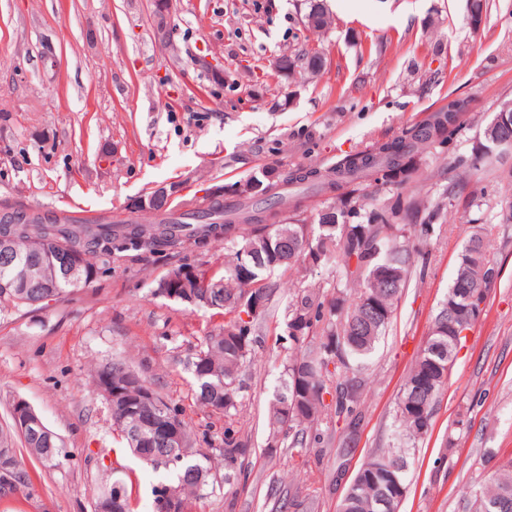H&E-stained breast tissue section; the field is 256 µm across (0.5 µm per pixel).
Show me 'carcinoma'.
Here are the masks:
<instances>
[{"label": "carcinoma", "mask_w": 512, "mask_h": 512, "mask_svg": "<svg viewBox=\"0 0 512 512\" xmlns=\"http://www.w3.org/2000/svg\"><path fill=\"white\" fill-rule=\"evenodd\" d=\"M311 21L315 31L328 30L331 20L322 0H309L304 24ZM323 65L319 50L305 48L288 55L286 70L299 68L316 74ZM452 107L459 108L451 133L455 138L469 112V101L450 95L447 106L402 129L397 137L373 143L333 167L265 169L254 179L264 182L268 176L273 178L268 194L217 198L206 210L175 213L167 209L166 217L156 224H63L48 213L6 205L0 210V226L18 224L21 233L14 242L19 262L8 267L0 262V313L29 308L47 292L58 300L76 288L56 259L53 238L82 255L85 278L90 280L110 263L116 251L147 246L164 250L185 238L196 240L203 232L223 229L224 243L232 252L231 259L224 262V275L194 268L193 277L184 279L180 287L194 296L195 305L224 316V323L195 347L186 368L192 374L196 401L213 413L224 414V447L218 452L229 467L224 472V485L231 489L241 475L234 462L245 446L231 437L245 400L240 375L257 343L256 318H243L247 309L242 301L255 295L272 301L277 288L271 276L276 270L300 266L308 257L320 254L323 262L336 264V287L330 298L320 288H300L288 303L286 379L270 405L271 441L288 449L290 456L301 458L321 443L319 426L326 414L344 424L348 435L342 447L347 450L351 448L350 434L362 420L360 374L385 335L404 288L413 277L424 276L426 262L416 264L413 242L426 243L433 238L435 221L442 211L440 203L404 201L398 195L369 206L364 203V190L368 185L386 191L403 186L402 179L386 177V172L400 166L406 173L418 175L421 163L434 155L436 134ZM509 141L512 127H495L488 122L475 146L483 152L475 158L470 154L455 156L448 166V185L464 188L475 174L497 167L503 155L512 151ZM309 189L334 203L320 210L311 224L290 220L285 211L296 212L299 192ZM242 225L252 226V234H238ZM462 253L470 258L469 287L476 300L485 303L491 290L488 272L494 269L489 245L476 232ZM383 266L398 272V277L390 283L380 280L377 271ZM456 296L457 289L449 288L448 300L435 315L425 345L406 374L395 407L394 446L362 463L342 499L340 512H399L402 500L393 495L392 478L407 487L410 449L424 440L431 428L461 333L476 324L474 320H457L448 307V301L456 300ZM333 346L343 347L345 359L330 369ZM104 367L114 383L141 378L124 358L112 359ZM329 394L332 399L328 402ZM112 426L127 448L137 449L141 463L155 470H171L169 484L183 487L184 512H193V500L208 486L209 453L183 457L180 449L159 439H138L116 401L112 403ZM17 434L26 452L45 467H57L68 457L58 436L21 435L13 424L8 431H0V448L10 447ZM10 462L17 470L16 485L7 492L0 490V500L32 497L34 475L22 454L13 452ZM483 482L475 496L474 512H512V463L488 472Z\"/></svg>", "instance_id": "cac0c4a2"}]
</instances>
